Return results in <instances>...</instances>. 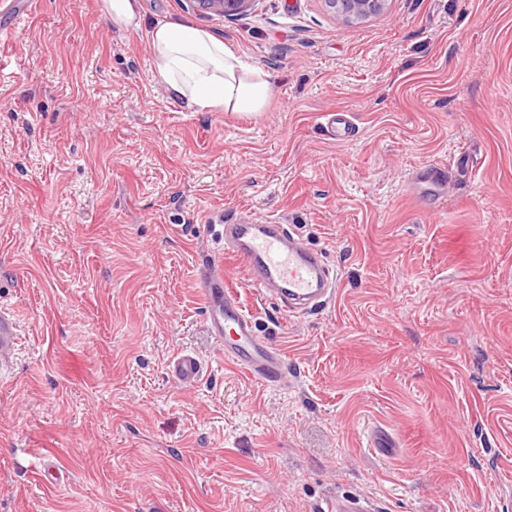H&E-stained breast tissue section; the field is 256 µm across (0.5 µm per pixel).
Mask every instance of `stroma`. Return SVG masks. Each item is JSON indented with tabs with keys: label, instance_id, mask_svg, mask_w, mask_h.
Segmentation results:
<instances>
[{
	"label": "stroma",
	"instance_id": "stroma-1",
	"mask_svg": "<svg viewBox=\"0 0 512 512\" xmlns=\"http://www.w3.org/2000/svg\"><path fill=\"white\" fill-rule=\"evenodd\" d=\"M0 48V512H512V0H321L235 20L141 0H30ZM160 21L273 77L258 118L197 112L154 76ZM350 115L351 140L325 113ZM437 166L446 195L417 183ZM296 227L340 276L293 317L224 273L288 360L225 363L199 266L214 224ZM204 362L177 383L179 352ZM107 19L114 25L137 28L142 22L138 0H101ZM346 25L359 24L388 10L390 0H322ZM19 342V333L13 315L0 310V367L9 364L14 356ZM168 370L182 386L192 387L202 376L204 365L196 354L180 352L172 358ZM378 508L371 507L360 499H331L320 510L322 512H377Z\"/></svg>",
	"mask_w": 512,
	"mask_h": 512
}]
</instances>
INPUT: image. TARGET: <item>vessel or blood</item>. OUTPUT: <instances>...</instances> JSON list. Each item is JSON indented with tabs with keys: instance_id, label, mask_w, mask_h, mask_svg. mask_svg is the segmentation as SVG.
Returning <instances> with one entry per match:
<instances>
[{
	"instance_id": "obj_1",
	"label": "vessel or blood",
	"mask_w": 512,
	"mask_h": 512,
	"mask_svg": "<svg viewBox=\"0 0 512 512\" xmlns=\"http://www.w3.org/2000/svg\"><path fill=\"white\" fill-rule=\"evenodd\" d=\"M218 238L222 257L241 262L259 293L278 299L289 313L302 315L335 300L336 269L306 244L297 229L265 222L226 224ZM199 280L207 330L225 361L264 383L280 384L283 353L258 335L252 313L225 278L220 260L207 261ZM18 342L14 316L0 310V367L12 361ZM168 370L182 386L190 387L202 376L204 365L196 354L181 352L172 358Z\"/></svg>"
}]
</instances>
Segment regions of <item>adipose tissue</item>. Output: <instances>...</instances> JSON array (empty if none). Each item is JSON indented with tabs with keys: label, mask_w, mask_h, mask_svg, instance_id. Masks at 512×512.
Returning a JSON list of instances; mask_svg holds the SVG:
<instances>
[{
	"label": "adipose tissue",
	"mask_w": 512,
	"mask_h": 512,
	"mask_svg": "<svg viewBox=\"0 0 512 512\" xmlns=\"http://www.w3.org/2000/svg\"><path fill=\"white\" fill-rule=\"evenodd\" d=\"M151 65L171 93L198 112L256 117L273 93L269 74L247 66L209 31L180 21L150 32Z\"/></svg>",
	"instance_id": "1"
}]
</instances>
